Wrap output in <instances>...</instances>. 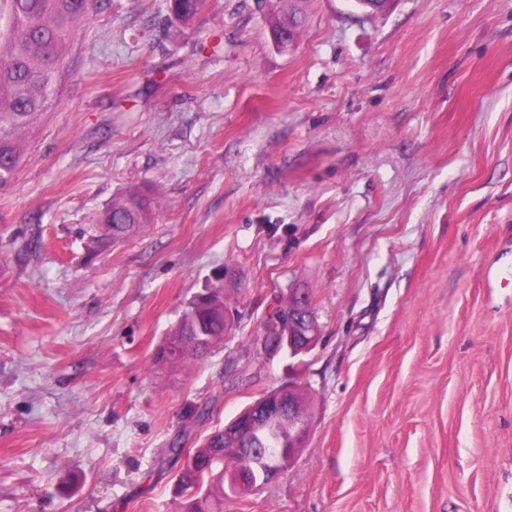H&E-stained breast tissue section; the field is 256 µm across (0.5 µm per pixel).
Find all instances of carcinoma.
<instances>
[{
    "label": "carcinoma",
    "mask_w": 512,
    "mask_h": 512,
    "mask_svg": "<svg viewBox=\"0 0 512 512\" xmlns=\"http://www.w3.org/2000/svg\"><path fill=\"white\" fill-rule=\"evenodd\" d=\"M206 4L207 0H169V9L186 22ZM88 15L85 0H0V191L15 181L35 120L57 96L75 26ZM150 213V202L140 194L112 200L98 217L99 246L107 248L140 235L149 226ZM226 322L224 290L204 289L182 315L162 357L174 361L189 353L207 354L224 337ZM272 433L280 436L278 447H288L283 422L241 434L237 447L266 448ZM250 460L247 453L224 454V427H213L199 448L186 453L175 477L176 494L185 500L182 512H224V487L233 493L258 489L283 474L251 473Z\"/></svg>",
    "instance_id": "carcinoma-1"
}]
</instances>
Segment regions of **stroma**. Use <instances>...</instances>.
<instances>
[{"label":"stroma","instance_id":"stroma-1","mask_svg":"<svg viewBox=\"0 0 512 512\" xmlns=\"http://www.w3.org/2000/svg\"><path fill=\"white\" fill-rule=\"evenodd\" d=\"M66 68L0 191V512H174L172 444L288 385L224 512H512V0H98ZM213 285L223 342L155 362ZM298 292L316 346L256 353ZM150 213V202L143 195L128 194L113 199L98 217L99 246L107 248L140 235L149 226Z\"/></svg>","mask_w":512,"mask_h":512}]
</instances>
